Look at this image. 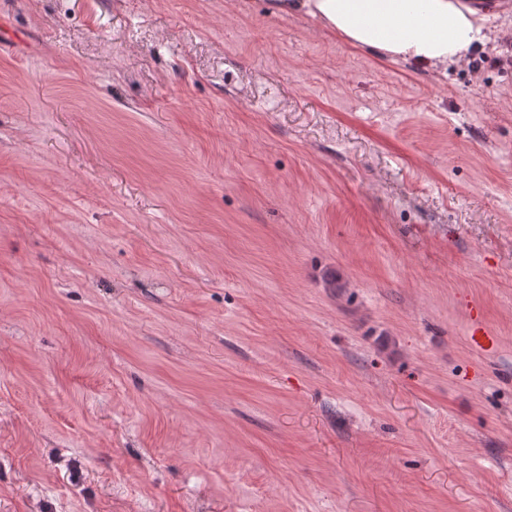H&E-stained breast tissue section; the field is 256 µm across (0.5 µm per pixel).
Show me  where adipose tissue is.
I'll return each instance as SVG.
<instances>
[{"mask_svg": "<svg viewBox=\"0 0 512 512\" xmlns=\"http://www.w3.org/2000/svg\"><path fill=\"white\" fill-rule=\"evenodd\" d=\"M270 8L301 9L351 45L421 67L461 64L500 35L488 5L468 0H270Z\"/></svg>", "mask_w": 512, "mask_h": 512, "instance_id": "adipose-tissue-1", "label": "adipose tissue"}]
</instances>
